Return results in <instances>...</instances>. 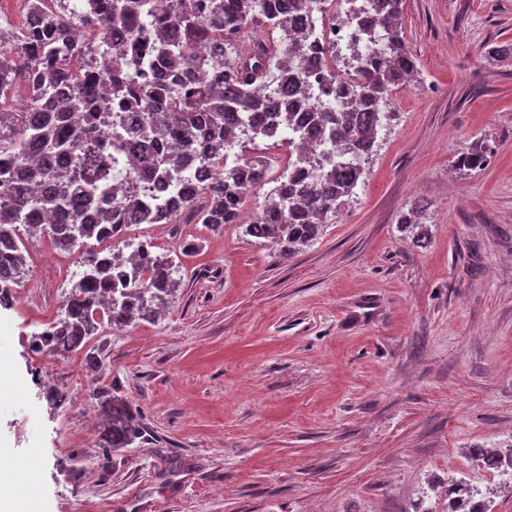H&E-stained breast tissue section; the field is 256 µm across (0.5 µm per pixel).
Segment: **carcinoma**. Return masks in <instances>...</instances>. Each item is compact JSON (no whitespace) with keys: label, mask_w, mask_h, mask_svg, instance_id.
<instances>
[{"label":"carcinoma","mask_w":512,"mask_h":512,"mask_svg":"<svg viewBox=\"0 0 512 512\" xmlns=\"http://www.w3.org/2000/svg\"><path fill=\"white\" fill-rule=\"evenodd\" d=\"M323 0H30L21 28L0 26V98L21 81L30 104L5 109L0 102V189L9 203L0 206V296L15 288L24 268V236H49L62 247L116 239L132 224L155 216L136 194L113 202L112 151L136 157L133 174L143 180L176 183L186 166L214 172V183L189 184L185 202L166 216L202 224H236L247 193L266 183L260 169L243 174L224 164L226 155L208 151V142L224 137V128L240 125L255 140L271 138L295 114L309 112V123L323 135L326 116L296 98L305 57L293 11H312ZM384 12L362 21L370 38L369 54L355 85H329L351 111L336 119V133L349 150L373 152L379 106L413 83L415 58L406 49L398 19L402 0H385ZM281 32L279 39L256 42L252 52L237 48L251 25ZM114 28L130 36L127 58L112 60ZM216 44L207 60L210 82L193 77L195 48ZM166 73L169 79L155 77ZM165 117L155 120V108ZM118 108L136 116L135 132L113 147L100 142V126ZM490 150L469 145L456 167L484 169ZM364 174L361 167H331L308 172V182L283 195L272 191L267 216L245 225L247 235L264 239L291 255L316 240L328 214L352 194ZM58 214L56 224L41 223V213ZM147 269L126 271L119 255L82 253L81 277L72 285L64 317L57 321L51 350L65 354L83 346L97 325L96 306L107 305L116 327L149 320L164 310L180 287L166 255L146 259ZM101 421L100 446L127 448L143 434L128 403L96 388Z\"/></svg>","instance_id":"obj_1"}]
</instances>
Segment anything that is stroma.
Listing matches in <instances>:
<instances>
[{
    "label": "stroma",
    "mask_w": 512,
    "mask_h": 512,
    "mask_svg": "<svg viewBox=\"0 0 512 512\" xmlns=\"http://www.w3.org/2000/svg\"><path fill=\"white\" fill-rule=\"evenodd\" d=\"M402 31L417 80L295 255L243 232L264 186L237 224L130 228L178 264L163 315L41 356L76 266L28 242L23 301L0 308V464L36 460L41 512H448L468 478L512 512V484L471 457L512 455V0H404ZM476 139L490 164L456 169ZM415 205L419 245L400 226ZM97 384L137 410L130 447L85 417Z\"/></svg>",
    "instance_id": "35a3bbf8"
}]
</instances>
